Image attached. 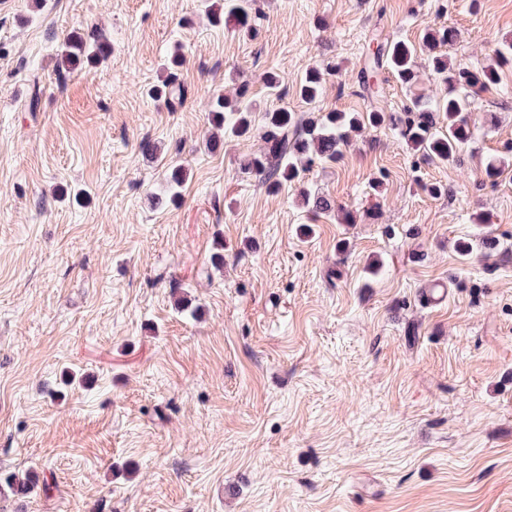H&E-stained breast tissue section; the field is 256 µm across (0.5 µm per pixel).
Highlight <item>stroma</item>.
I'll use <instances>...</instances> for the list:
<instances>
[{
    "label": "stroma",
    "instance_id": "1",
    "mask_svg": "<svg viewBox=\"0 0 512 512\" xmlns=\"http://www.w3.org/2000/svg\"><path fill=\"white\" fill-rule=\"evenodd\" d=\"M256 24L211 23L205 0H0V471L40 482L0 488V512H512V166L484 174L512 159V67L455 162L368 127L302 173L331 219L243 169L259 136L206 146L243 80L258 116L366 111L376 33L450 27V62H486L512 0H262ZM74 30L111 53L58 83ZM174 52L173 110L147 91ZM324 59L316 103L268 95L266 73ZM416 62L375 103L443 95ZM178 164L179 203L156 205Z\"/></svg>",
    "mask_w": 512,
    "mask_h": 512
}]
</instances>
